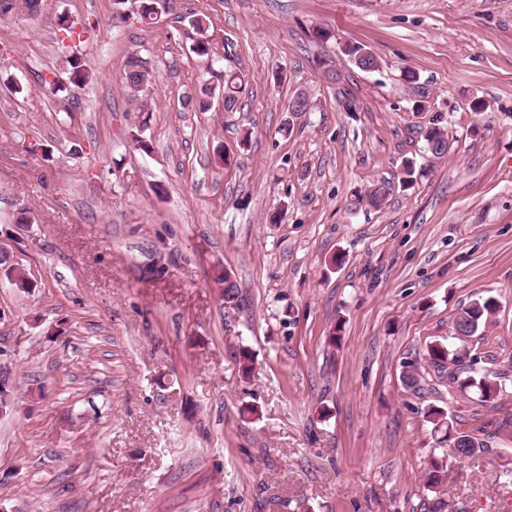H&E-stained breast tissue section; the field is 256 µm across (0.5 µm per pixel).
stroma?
I'll list each match as a JSON object with an SVG mask.
<instances>
[{"label":"stroma","instance_id":"1","mask_svg":"<svg viewBox=\"0 0 512 512\" xmlns=\"http://www.w3.org/2000/svg\"><path fill=\"white\" fill-rule=\"evenodd\" d=\"M115 13L114 0H42L0 19V83L23 87L0 90V249L32 283L0 273L14 405L0 418V506L424 512L437 441L421 413L434 405L490 435L485 453L451 463L452 512H512V485L495 479L512 455V377L494 409L400 379L480 295L497 309L470 351L512 362V0H171L150 25ZM196 15L206 60L192 51ZM316 26L333 40L312 42ZM349 44L379 69L353 65ZM69 53L91 79L50 93L42 82L66 80ZM133 55L155 74L136 101ZM319 57L357 111L337 103ZM227 69L249 78L233 111L219 96L184 107ZM301 91L314 106L290 116ZM432 122L447 155L381 209L351 211L356 188L422 159ZM140 125L147 152L128 138ZM224 271L231 303L213 282ZM197 37L192 45V51L200 58H208L210 55L211 39L208 35L209 26L202 16H194L190 21ZM147 64V61L138 56H131L127 62L125 72L126 89L132 93L131 96L135 99H137V93L143 90L137 88L141 83L142 76L151 72ZM215 85L209 80L202 82L195 87L193 93L186 96L184 106L195 108L198 112H206L210 107V100L215 94Z\"/></svg>","mask_w":512,"mask_h":512}]
</instances>
